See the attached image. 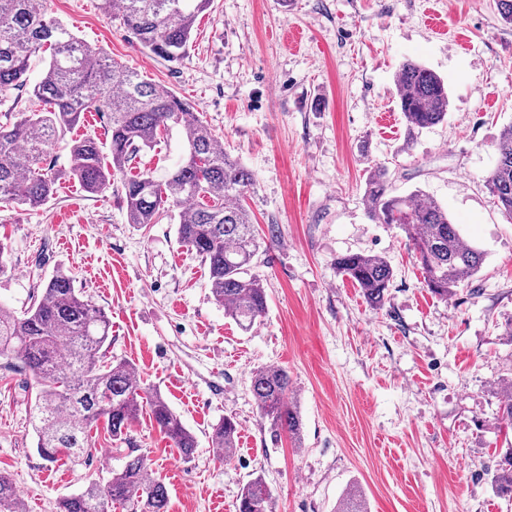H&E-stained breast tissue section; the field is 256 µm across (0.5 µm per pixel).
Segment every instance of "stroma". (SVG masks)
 Segmentation results:
<instances>
[{
	"label": "stroma",
	"mask_w": 512,
	"mask_h": 512,
	"mask_svg": "<svg viewBox=\"0 0 512 512\" xmlns=\"http://www.w3.org/2000/svg\"><path fill=\"white\" fill-rule=\"evenodd\" d=\"M77 37L189 100L255 178L245 204L265 243L253 270L268 309L247 331L216 304L208 269L176 235L177 212L128 223L122 175L86 192L63 179L32 209L0 203V304L24 309L56 272L109 314L107 357L155 389L195 436L191 459L141 413L126 436L91 429L89 455L49 462L29 422L34 382L0 367V473L27 512L60 502L144 457L168 490L167 512H237L250 479L268 512H335L360 490L370 512H512L491 477L512 445L500 378L512 374V223L489 193L503 126L512 123V26L496 0H214L180 61L145 49L99 0H47ZM448 86L447 119L408 143L395 77L405 60ZM185 150L178 128L142 152L165 178ZM388 163L395 193L422 190L464 240L480 271L441 299L426 288L402 231L362 202L368 167ZM363 252L393 268L371 309L336 270ZM286 368L303 443L273 437L250 389L253 371ZM238 423L230 461L213 425Z\"/></svg>",
	"instance_id": "35a3bbf8"
}]
</instances>
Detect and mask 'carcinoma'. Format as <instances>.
Masks as SVG:
<instances>
[{
	"label": "carcinoma",
	"mask_w": 512,
	"mask_h": 512,
	"mask_svg": "<svg viewBox=\"0 0 512 512\" xmlns=\"http://www.w3.org/2000/svg\"><path fill=\"white\" fill-rule=\"evenodd\" d=\"M213 0H102L107 13L121 19L141 45L165 61L183 58L199 13ZM41 56L45 70L33 88L31 109L0 122V202L41 206L63 178L97 194L112 187V173L136 170L124 179V203L130 224H156L179 209L177 236L195 250L208 268L214 300L244 331L267 310L258 275L251 272L261 241L244 206L253 174L224 150L191 106L174 93L141 80L121 62L79 40L49 18L45 0H0V92L23 85L30 60ZM398 107L408 142L448 115V87L423 64L407 59L396 76ZM107 115L112 161L103 162L92 137L67 140L85 115ZM181 128L186 154L165 179L139 169L140 152L154 146L170 127ZM71 164L61 172L41 167L61 144ZM485 182L502 213L512 220V125L496 142V159ZM363 204L376 224H395L404 233L422 269L424 284L446 299L469 282L485 253L463 241L448 210L416 190L392 194L389 167L377 163L366 172ZM336 269L357 288L365 302L379 309L393 280L389 262L378 255L353 253L336 258ZM110 321L106 312L84 300L65 273L53 274L40 295L17 312L0 305V358L7 367L30 373L37 385L30 422L36 450L48 461L62 454L82 456L92 448L88 428L104 421L119 439L143 407L180 455L193 456L197 442L157 391L143 390L121 363L106 359ZM251 390L262 415L275 432L302 441V418L289 401L293 382L288 371L267 367L253 372ZM499 412L512 421V379L500 380ZM238 425L231 417L212 430L211 444L221 460L235 454ZM501 496H512V447L492 477ZM270 490L262 477L242 488L238 512H266ZM164 483L152 477L141 457L111 472L104 485L92 483L65 498L60 512H112L115 504L132 503L140 512H166ZM0 512H25L10 477L0 474ZM339 512H368L362 496L350 492Z\"/></svg>",
	"instance_id": "1"
}]
</instances>
